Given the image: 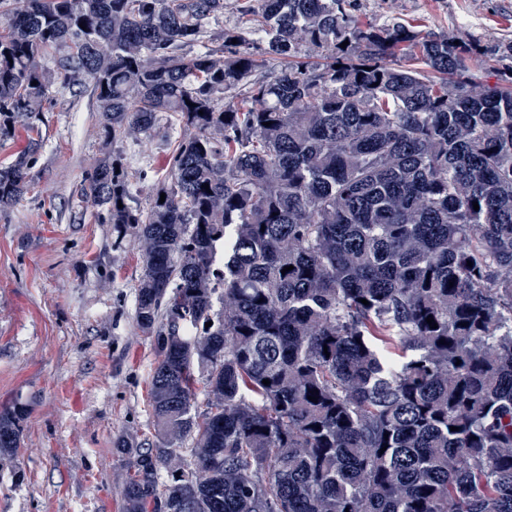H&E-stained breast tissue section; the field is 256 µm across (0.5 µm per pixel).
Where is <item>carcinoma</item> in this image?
<instances>
[{
	"label": "carcinoma",
	"mask_w": 512,
	"mask_h": 512,
	"mask_svg": "<svg viewBox=\"0 0 512 512\" xmlns=\"http://www.w3.org/2000/svg\"><path fill=\"white\" fill-rule=\"evenodd\" d=\"M225 8L24 0L0 26L1 138L82 77L109 137L178 117L145 208L121 157L84 177L102 222L134 230L158 356L153 439L116 444L124 512H512V69L466 76L512 39L235 0L212 43ZM38 148L0 166V210ZM24 418L0 411V458Z\"/></svg>",
	"instance_id": "1"
}]
</instances>
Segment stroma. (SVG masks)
I'll return each mask as SVG.
<instances>
[{"instance_id": "obj_1", "label": "stroma", "mask_w": 512, "mask_h": 512, "mask_svg": "<svg viewBox=\"0 0 512 512\" xmlns=\"http://www.w3.org/2000/svg\"><path fill=\"white\" fill-rule=\"evenodd\" d=\"M362 19L409 22L464 42L512 37V0H359ZM41 148L26 194L0 212V410H27L21 444L0 461V512H122L120 437L153 434L157 354L135 320L141 275L130 228L102 223L86 170L126 158L145 206L174 145L170 121L138 145L106 139L91 84L52 85L35 130L0 140V165Z\"/></svg>"}]
</instances>
